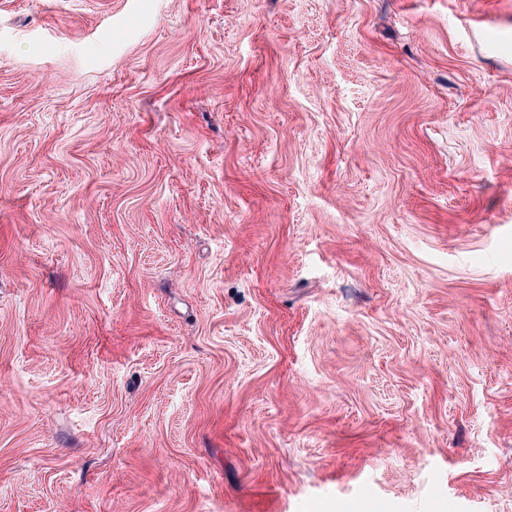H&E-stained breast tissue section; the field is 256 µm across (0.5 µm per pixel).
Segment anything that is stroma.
<instances>
[{
	"mask_svg": "<svg viewBox=\"0 0 512 512\" xmlns=\"http://www.w3.org/2000/svg\"><path fill=\"white\" fill-rule=\"evenodd\" d=\"M512 512V0H0V512Z\"/></svg>",
	"mask_w": 512,
	"mask_h": 512,
	"instance_id": "stroma-1",
	"label": "stroma"
}]
</instances>
